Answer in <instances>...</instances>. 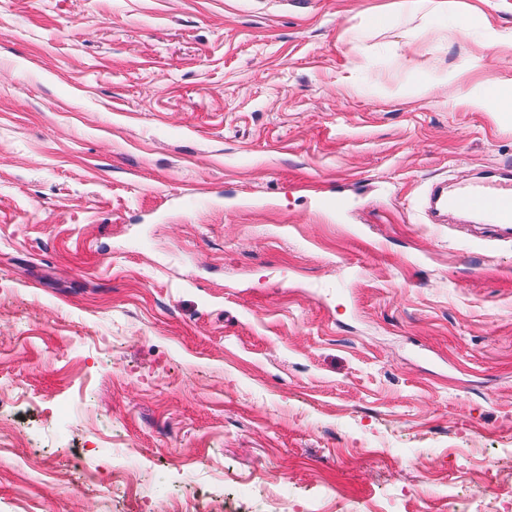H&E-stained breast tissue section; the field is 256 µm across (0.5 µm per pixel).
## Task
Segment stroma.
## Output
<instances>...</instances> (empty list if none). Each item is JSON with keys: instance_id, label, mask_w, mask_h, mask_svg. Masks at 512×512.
<instances>
[{"instance_id": "35a3bbf8", "label": "stroma", "mask_w": 512, "mask_h": 512, "mask_svg": "<svg viewBox=\"0 0 512 512\" xmlns=\"http://www.w3.org/2000/svg\"><path fill=\"white\" fill-rule=\"evenodd\" d=\"M393 2L0 0V512L512 506V0ZM449 1V0H448ZM447 0H399L397 14L408 18L428 20L431 16L448 13ZM458 105L475 112H490L510 118L512 112V78L502 81L496 87L474 83L465 87L458 99ZM484 186L489 187L462 188L445 197L443 205L456 211L482 215L488 224L511 228L512 181Z\"/></svg>"}]
</instances>
